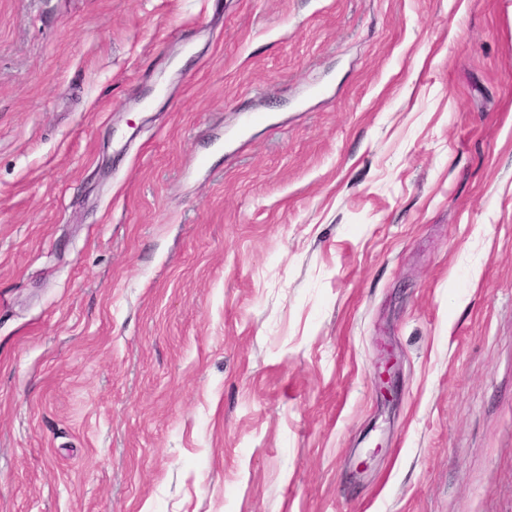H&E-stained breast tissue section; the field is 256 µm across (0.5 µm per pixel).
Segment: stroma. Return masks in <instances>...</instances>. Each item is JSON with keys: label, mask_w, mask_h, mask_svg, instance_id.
I'll return each instance as SVG.
<instances>
[{"label": "stroma", "mask_w": 512, "mask_h": 512, "mask_svg": "<svg viewBox=\"0 0 512 512\" xmlns=\"http://www.w3.org/2000/svg\"><path fill=\"white\" fill-rule=\"evenodd\" d=\"M0 512H512V0H0Z\"/></svg>", "instance_id": "1"}]
</instances>
